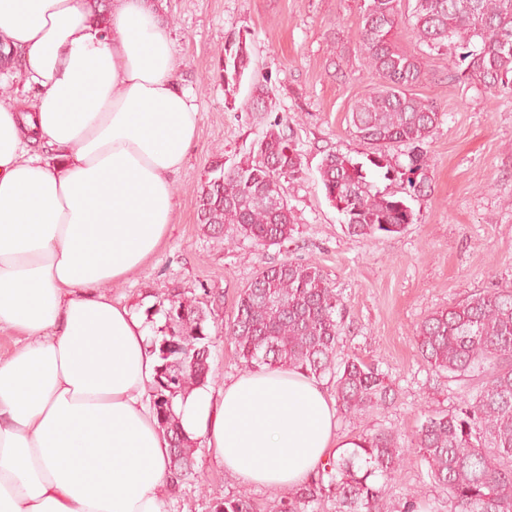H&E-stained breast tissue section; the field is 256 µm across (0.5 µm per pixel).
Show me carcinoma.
<instances>
[{"mask_svg":"<svg viewBox=\"0 0 512 512\" xmlns=\"http://www.w3.org/2000/svg\"><path fill=\"white\" fill-rule=\"evenodd\" d=\"M416 40L431 51L461 49V75L495 96L512 92V0H413ZM402 0H363L361 49L379 83L351 106L355 136L368 146L365 160L330 152L318 180L344 216L351 237L399 234L414 223L406 199L378 190L369 180L380 169L417 191L412 175L428 166L427 139L441 120L428 100L413 93L425 74L423 57L399 50L392 37L402 22ZM250 63L248 45L233 38L219 61L224 85L239 84ZM409 147L408 164L389 149ZM251 159L210 166L197 194L198 221L258 247L281 246L297 230L281 179L301 176L303 155L290 147L275 122L257 141ZM343 298L313 262L285 260L262 268L242 289L224 335L253 371L285 368L335 379L336 407L345 415L389 408L391 384L379 366L358 357L337 358L344 332ZM163 324L150 340L159 364L150 397L171 443V471L180 482L193 475L194 445L179 431L174 405L211 372L210 309L177 295L158 301ZM417 344L432 372L465 383L453 410L424 415L410 442L382 426L361 435L354 448L328 459L304 484L274 499L272 512H380L403 470L409 448L418 450L426 476L448 491V512H512V288H493L428 314ZM213 512H256L243 494L215 503ZM391 512H438L432 500L410 490Z\"/></svg>","mask_w":512,"mask_h":512,"instance_id":"obj_1","label":"carcinoma"}]
</instances>
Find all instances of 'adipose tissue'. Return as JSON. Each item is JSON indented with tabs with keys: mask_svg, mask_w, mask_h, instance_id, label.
Here are the masks:
<instances>
[{
	"mask_svg": "<svg viewBox=\"0 0 512 512\" xmlns=\"http://www.w3.org/2000/svg\"><path fill=\"white\" fill-rule=\"evenodd\" d=\"M32 111L0 101V512H166L170 444L142 320L108 288L168 232L198 110L153 0H0ZM174 411L239 481L294 488L337 438L336 402L287 369L196 386Z\"/></svg>",
	"mask_w": 512,
	"mask_h": 512,
	"instance_id": "1",
	"label": "adipose tissue"
}]
</instances>
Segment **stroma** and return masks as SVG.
<instances>
[{"label":"stroma","mask_w":512,"mask_h":512,"mask_svg":"<svg viewBox=\"0 0 512 512\" xmlns=\"http://www.w3.org/2000/svg\"><path fill=\"white\" fill-rule=\"evenodd\" d=\"M362 6L363 0H162L176 77L198 107L197 133L173 179L175 213L167 236L110 292L157 326L162 318L150 310L168 294L211 307L216 340L209 382L220 386L243 371L224 335L240 291L262 267L287 259L315 262L346 303L339 356L379 363L395 393L388 411L337 415V436L390 426L408 437L424 413L454 408L460 393L458 383L436 376L422 359L417 325L471 294L512 286V93L492 97L468 80H449L456 49L428 57L415 92L442 118L425 145L430 162L418 175L424 188L409 200L414 222L391 236H348L316 168L327 153L357 159L364 150L349 122L352 103L376 81L361 51ZM234 36L245 38L251 62L229 93L218 64ZM258 81L271 90L265 112L245 107ZM277 121L308 165L302 177L284 183L298 218L292 240L258 249L247 239L212 234L199 224L196 205L212 160L249 159ZM194 460L195 476L175 485L168 512H212L215 501L243 493L263 510L274 495L225 472L205 441H198ZM425 478L420 458L411 456L391 497L419 486L447 512V492Z\"/></svg>","instance_id":"35a3bbf8"}]
</instances>
